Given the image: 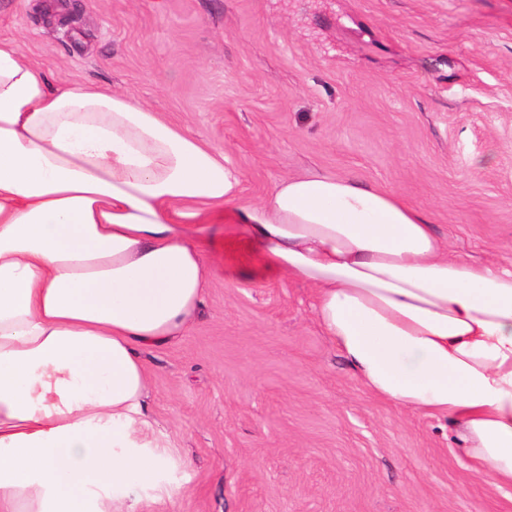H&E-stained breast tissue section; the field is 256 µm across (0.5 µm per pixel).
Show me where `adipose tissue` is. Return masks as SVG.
Listing matches in <instances>:
<instances>
[{
    "mask_svg": "<svg viewBox=\"0 0 512 512\" xmlns=\"http://www.w3.org/2000/svg\"><path fill=\"white\" fill-rule=\"evenodd\" d=\"M223 152L136 97L52 89L0 39V512H111L152 481L142 347L189 330L207 225L257 248L244 278L315 292L363 386L448 419L474 476L512 488V267L453 251L400 196L310 171L241 202Z\"/></svg>",
    "mask_w": 512,
    "mask_h": 512,
    "instance_id": "1",
    "label": "adipose tissue"
}]
</instances>
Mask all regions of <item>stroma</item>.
<instances>
[{
    "label": "stroma",
    "mask_w": 512,
    "mask_h": 512,
    "mask_svg": "<svg viewBox=\"0 0 512 512\" xmlns=\"http://www.w3.org/2000/svg\"><path fill=\"white\" fill-rule=\"evenodd\" d=\"M53 87L136 96L224 151L241 201L317 170L398 194L453 248L512 261V0H0ZM141 351L162 465L112 512H512L448 420L371 394L288 278L225 280Z\"/></svg>",
    "instance_id": "1"
}]
</instances>
